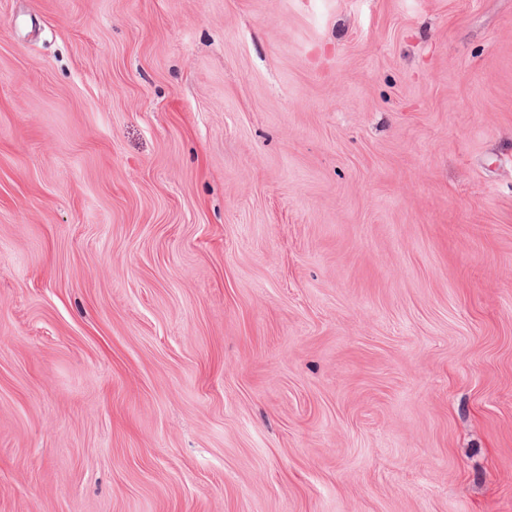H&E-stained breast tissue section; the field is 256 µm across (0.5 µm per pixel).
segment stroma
I'll return each instance as SVG.
<instances>
[{
	"instance_id": "stroma-1",
	"label": "stroma",
	"mask_w": 512,
	"mask_h": 512,
	"mask_svg": "<svg viewBox=\"0 0 512 512\" xmlns=\"http://www.w3.org/2000/svg\"><path fill=\"white\" fill-rule=\"evenodd\" d=\"M0 512H512V0H0Z\"/></svg>"
}]
</instances>
